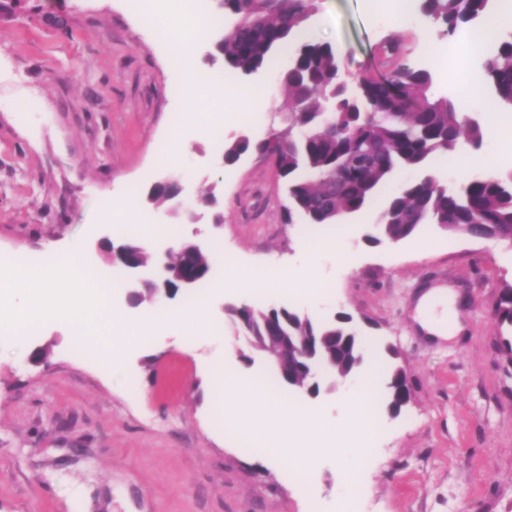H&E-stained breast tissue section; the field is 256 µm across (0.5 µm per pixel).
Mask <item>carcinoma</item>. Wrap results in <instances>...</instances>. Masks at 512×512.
<instances>
[{
  "instance_id": "1",
  "label": "carcinoma",
  "mask_w": 512,
  "mask_h": 512,
  "mask_svg": "<svg viewBox=\"0 0 512 512\" xmlns=\"http://www.w3.org/2000/svg\"><path fill=\"white\" fill-rule=\"evenodd\" d=\"M230 21L216 44L224 70L249 74L269 66L280 49L298 37L314 12V0H211ZM494 0H417V10L442 38L458 27L490 22ZM400 37L375 47L378 68L359 73L329 43L299 40L291 67L281 73L288 93V120L258 141L226 142L222 160L235 162L253 151L271 160L285 184V221L303 216L309 226L333 224L339 212L363 209L375 192L402 169L422 170L404 183L377 211L376 223L388 241L400 242L425 224L477 238L512 240V177H473L445 184L430 171L432 159L455 149L460 137L482 140L478 121L459 115L455 104L431 93V72L412 58ZM484 85L497 103L512 112V33L505 31L481 59ZM181 177L170 175L147 197L161 207L177 193ZM195 286L208 276L213 259L192 255ZM501 325L512 328V285L496 305ZM252 345L297 347L321 337L324 362L338 374L363 359L362 343L344 346L338 326L316 324L287 311L247 305L234 313Z\"/></svg>"
}]
</instances>
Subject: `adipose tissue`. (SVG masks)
<instances>
[{
    "label": "adipose tissue",
    "instance_id": "adipose-tissue-1",
    "mask_svg": "<svg viewBox=\"0 0 512 512\" xmlns=\"http://www.w3.org/2000/svg\"><path fill=\"white\" fill-rule=\"evenodd\" d=\"M149 23L173 32L174 37L168 42L169 53L178 60L184 83L198 91L197 97L189 99L188 109L193 113L200 111L203 104L201 95L213 81L211 72L197 67L193 62L194 33L206 23L203 14L186 17L164 12L151 17ZM267 280L270 287L291 291L310 301L319 300L322 296L318 280L305 269L293 271L273 266L267 272ZM383 368L381 356L368 353L357 383L341 396L342 402L354 410L347 429L342 432L322 417L303 418L297 403L280 399L262 385H245L235 371H225L218 385L225 402L236 409L235 420L243 427L245 436L252 440L254 447L264 449L273 460L286 462L291 472L303 475L308 473L311 459L298 450V443L310 441L329 445L340 460L343 484L351 490L356 487L359 477L354 461L362 454L356 440L369 427L371 400L367 385L378 378ZM254 409L262 411L263 424L250 425L247 415Z\"/></svg>",
    "mask_w": 512,
    "mask_h": 512
}]
</instances>
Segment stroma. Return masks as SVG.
Here are the masks:
<instances>
[{
  "label": "stroma",
  "instance_id": "35a3bbf8",
  "mask_svg": "<svg viewBox=\"0 0 512 512\" xmlns=\"http://www.w3.org/2000/svg\"><path fill=\"white\" fill-rule=\"evenodd\" d=\"M313 40L373 66L389 35L413 42L433 75L432 93L454 97L463 65L450 40L419 20L396 22L367 0H314ZM64 19V27L50 18ZM168 45L128 0H0V253L45 262L72 253L109 274L120 270L105 241L117 233L106 200H140L181 175L183 199L214 190L199 226L179 222L171 242L217 247L236 283L215 290L210 339L176 332L126 350L113 368L81 349L69 321L34 322L23 337L0 332V512H337L347 498L336 456L308 444L312 468L298 476L250 447L228 423L217 380L227 368L276 381L226 308L261 301L322 319L351 314L362 336L398 353L412 387L397 416L382 413L357 503L380 512H512V354L494 309L512 284V245L425 225L399 243H372V210L344 215L340 253L310 260L309 231L284 221L274 167L249 152L223 165V143L263 138L286 115L278 72L252 78L263 120L220 129L211 111L187 119L189 94ZM187 124L178 170L160 165L174 121ZM169 241V242H170ZM312 266L324 294L312 303L263 286L267 265ZM444 288L457 314L448 340L419 330L416 305Z\"/></svg>",
  "mask_w": 512,
  "mask_h": 512
}]
</instances>
